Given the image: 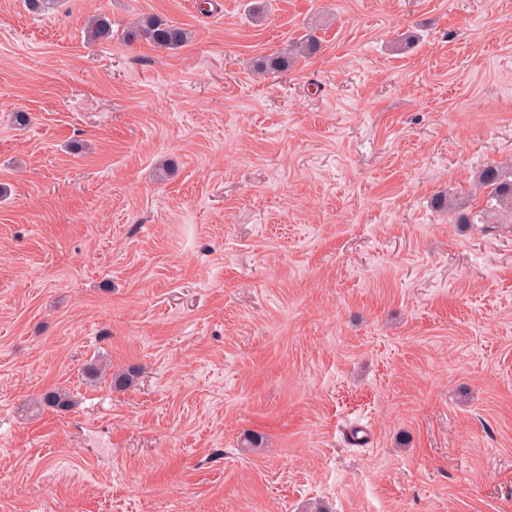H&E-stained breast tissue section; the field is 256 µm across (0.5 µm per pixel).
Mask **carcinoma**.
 <instances>
[{
	"label": "carcinoma",
	"instance_id": "carcinoma-1",
	"mask_svg": "<svg viewBox=\"0 0 512 512\" xmlns=\"http://www.w3.org/2000/svg\"><path fill=\"white\" fill-rule=\"evenodd\" d=\"M88 39L92 42H109L112 40V25L107 17L93 18L87 27ZM131 40H142L151 46L165 51L177 50L190 39V33L158 15H145L139 18L128 32ZM318 43L315 35L309 33L304 37L291 42L287 48L276 55L266 59L261 64L264 71H281L291 67L298 58L317 52ZM478 188L484 189L487 194L485 208L479 213H472L453 196H446L437 200L441 209L456 215V223L472 224L476 220L482 223H491V218L506 213L512 218V179L504 177L497 165L487 166L478 177ZM73 405L69 394L62 389L48 390L33 400L36 409L48 406L65 410Z\"/></svg>",
	"mask_w": 512,
	"mask_h": 512
}]
</instances>
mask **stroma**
<instances>
[{
    "mask_svg": "<svg viewBox=\"0 0 512 512\" xmlns=\"http://www.w3.org/2000/svg\"><path fill=\"white\" fill-rule=\"evenodd\" d=\"M199 3L0 0V512H512V0ZM130 40H142L158 50H177L190 39V33L158 15L139 18L128 32ZM318 47L315 35L309 33L304 37L291 42L287 45V48L279 51L273 57L263 61L260 67L264 71L287 70L296 63L299 57H305L316 53ZM478 188H483L487 194L485 208L479 214H472L449 195L439 198L437 204L442 210L454 213L457 224H474L479 219L481 224H492L490 218L503 213L508 214L512 223V169L510 180L504 177L498 165H488L478 177ZM33 407L36 409L48 406L59 410H65L73 405L69 394L62 389L48 390L33 401Z\"/></svg>",
    "mask_w": 512,
    "mask_h": 512,
    "instance_id": "obj_1",
    "label": "stroma"
}]
</instances>
